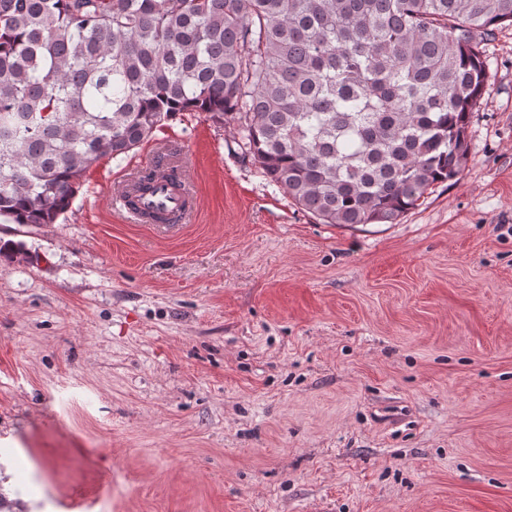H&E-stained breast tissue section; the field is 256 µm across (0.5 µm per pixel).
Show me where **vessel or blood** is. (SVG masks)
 I'll use <instances>...</instances> for the list:
<instances>
[{
	"label": "vessel or blood",
	"mask_w": 512,
	"mask_h": 512,
	"mask_svg": "<svg viewBox=\"0 0 512 512\" xmlns=\"http://www.w3.org/2000/svg\"><path fill=\"white\" fill-rule=\"evenodd\" d=\"M194 193L190 181L172 187L158 182L155 192L139 194L135 182H127L114 197L112 204L126 219L143 222V213L147 210L163 211L173 214L176 223L186 224L194 216Z\"/></svg>",
	"instance_id": "vessel-or-blood-1"
}]
</instances>
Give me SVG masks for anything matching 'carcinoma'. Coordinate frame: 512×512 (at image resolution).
<instances>
[{
  "mask_svg": "<svg viewBox=\"0 0 512 512\" xmlns=\"http://www.w3.org/2000/svg\"><path fill=\"white\" fill-rule=\"evenodd\" d=\"M512 0H0V216L54 224L177 112L323 224H394L460 174Z\"/></svg>",
  "mask_w": 512,
  "mask_h": 512,
  "instance_id": "cac0c4a2",
  "label": "carcinoma"
}]
</instances>
